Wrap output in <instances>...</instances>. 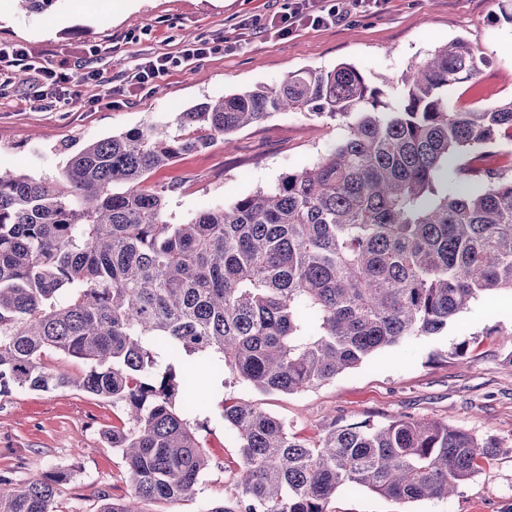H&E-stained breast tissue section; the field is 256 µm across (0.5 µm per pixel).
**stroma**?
Masks as SVG:
<instances>
[{
	"label": "stroma",
	"mask_w": 512,
	"mask_h": 512,
	"mask_svg": "<svg viewBox=\"0 0 512 512\" xmlns=\"http://www.w3.org/2000/svg\"><path fill=\"white\" fill-rule=\"evenodd\" d=\"M289 2L61 0L45 14L11 7L0 20V43L23 46L55 65L96 51L98 83L114 94L108 105L86 99L50 111L34 100L19 106L28 92L21 78L0 83V171L56 175L64 146L148 122L171 124L194 105L258 85L276 87L304 69L351 64L368 82L379 83L387 102L403 72L456 38L486 61L476 77L449 86V107L465 110L512 95V23L503 19L497 0H389L380 13L304 28L287 39L256 27V20L287 12ZM200 39L223 41L225 49L154 83H126L143 59ZM343 135V126L327 116L278 113L154 170L147 184L169 189L168 212L177 222L272 186ZM460 343L468 344V359L454 357ZM511 353L512 293L501 291L474 302L439 335L385 348L357 369L297 394H266L206 368L197 389L204 406L196 432L211 466L193 497L162 505L161 512H205L231 486L241 455L220 416V403L228 398L260 405L307 439L333 422L410 414L501 443L498 455L450 499L401 504L342 489L330 512H512V366L505 361ZM119 413L111 402L75 389H12L0 395V470L12 471L19 482L51 470L69 472L57 496L59 512H97L101 491L127 498L131 488L121 456L102 438Z\"/></svg>",
	"instance_id": "obj_1"
}]
</instances>
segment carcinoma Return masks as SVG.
<instances>
[{"mask_svg":"<svg viewBox=\"0 0 512 512\" xmlns=\"http://www.w3.org/2000/svg\"><path fill=\"white\" fill-rule=\"evenodd\" d=\"M43 14L57 0H17ZM484 58L434 50L379 99L349 64L305 69L74 150L57 176L0 172V394L75 387L123 410L103 433L147 512L196 493L210 459L190 422L186 371L212 363L265 393L295 394L416 336H436L483 295L512 291V173L470 154L512 139V96L451 110L448 87ZM325 115L344 138L276 184L173 223L148 175L279 112ZM82 359L76 377L48 352ZM242 463L206 512H329L359 488L399 503L450 498L496 457L438 420L331 423L315 440L256 404L226 401ZM56 470L12 482L0 512H57Z\"/></svg>","mask_w":512,"mask_h":512,"instance_id":"1","label":"carcinoma"}]
</instances>
